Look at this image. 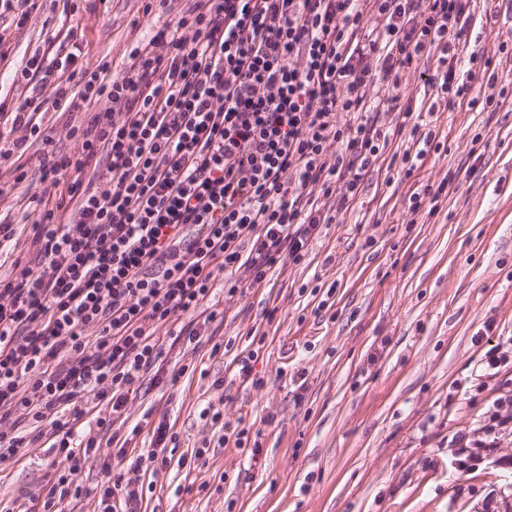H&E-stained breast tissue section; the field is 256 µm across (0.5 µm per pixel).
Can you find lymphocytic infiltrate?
Here are the masks:
<instances>
[{"label": "lymphocytic infiltrate", "instance_id": "1", "mask_svg": "<svg viewBox=\"0 0 512 512\" xmlns=\"http://www.w3.org/2000/svg\"><path fill=\"white\" fill-rule=\"evenodd\" d=\"M474 2L194 0L118 73L80 67L72 52L36 53L16 69L28 94L14 124L33 128L47 88L90 113L70 131L74 153L45 138L36 171L58 196L31 226L35 261L0 287V460L40 446L55 467L49 488L22 492L12 512H64L86 496L74 477L102 440L116 449L97 486L103 512H141L136 476L167 469L157 448L176 436L161 423L150 447L132 450L116 423L143 374L166 386L186 375L159 367L164 339L195 343L196 317L216 321V281L234 295L304 260L392 140L411 168L444 149L412 112L381 128L401 74L418 72L439 97L493 106L480 94L497 83L491 60L459 56ZM434 50L438 67H422ZM103 99L109 108L92 111ZM102 160L104 188L87 178ZM177 314L189 320L176 329ZM88 422L98 436L76 444ZM127 458L128 477L118 470Z\"/></svg>", "mask_w": 512, "mask_h": 512}]
</instances>
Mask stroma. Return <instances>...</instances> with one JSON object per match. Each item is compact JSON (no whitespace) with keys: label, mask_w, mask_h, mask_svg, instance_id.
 <instances>
[{"label":"stroma","mask_w":512,"mask_h":512,"mask_svg":"<svg viewBox=\"0 0 512 512\" xmlns=\"http://www.w3.org/2000/svg\"><path fill=\"white\" fill-rule=\"evenodd\" d=\"M147 0H37L23 26L0 20L11 60L33 52L53 58L80 44L79 64L122 65L130 50L176 22L192 0H164L144 15ZM512 0H477L459 53L482 51L499 82L512 83ZM398 110L432 122L448 144L412 173L380 166L362 182L353 208L323 227L304 261H284L270 281L209 304L223 323L200 329L198 344H176L167 361L197 367L176 387L143 378L127 404L133 440L150 445L158 423L177 437L175 458L157 476H143L146 512H512V424L495 448L459 467L454 441H475L493 399L512 396V96L494 108L437 99L417 75L401 78ZM22 87L0 67V222L14 233L0 242V281L13 279L33 257L30 226L39 217V182L12 189L17 162L36 167L40 136L13 129L8 112ZM83 111L46 99L42 134L69 153V132ZM23 149H15L17 140ZM451 179L435 217L409 208L418 186ZM274 320H267L268 310ZM265 335L255 365L264 380L239 379L236 361ZM501 357L486 369L488 356ZM219 407L230 423L259 434V454L219 444L201 411ZM208 447L196 469L181 458ZM115 450L98 448L75 477L89 496L64 512H103L93 487ZM47 449L0 461V512L18 491L46 487L53 468Z\"/></svg>","instance_id":"35a3bbf8"}]
</instances>
